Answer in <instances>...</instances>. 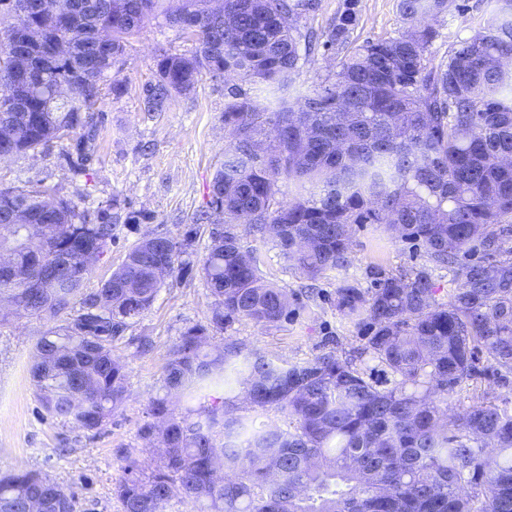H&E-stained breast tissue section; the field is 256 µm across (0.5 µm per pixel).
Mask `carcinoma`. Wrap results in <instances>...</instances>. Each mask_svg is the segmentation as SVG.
<instances>
[{"instance_id":"obj_1","label":"carcinoma","mask_w":512,"mask_h":512,"mask_svg":"<svg viewBox=\"0 0 512 512\" xmlns=\"http://www.w3.org/2000/svg\"><path fill=\"white\" fill-rule=\"evenodd\" d=\"M0 11V84L7 83L18 26L43 29L44 43L71 38L75 53L36 51L35 67L17 86L23 111L0 101L3 138L21 155L77 138L85 160L97 136L92 111L112 64L157 13L196 38L190 56L164 54L142 88L145 112H163L191 93L199 76L233 73L264 98L232 88L224 95L229 143L198 224L213 228L203 273L214 298L209 325L188 328L165 367V395L141 435L163 446L151 474L128 448L115 487L122 512H512V409L486 395L458 417L448 398L468 380L512 375V0L487 26L452 45L435 62L428 17L461 8L454 0H398L396 36L350 46L356 0L322 35L293 22L315 0H12ZM111 30L106 46L98 28ZM334 55L335 72L293 95L302 55ZM75 87L57 99L56 90ZM297 185L285 205L278 181ZM39 186L0 187V253L18 269L43 275L0 278V305L46 322L30 374L46 415L98 430L127 394L125 366L112 356V335L154 302L175 270L176 243L156 236L167 266L137 243L95 291L85 288L87 255L102 254L115 225L103 212L60 198L45 210ZM18 211L30 224H11ZM356 224H376L392 239L413 241L425 263L371 272L365 290L346 279L334 306L357 329L359 345L301 363H277L226 336L204 351L207 332L239 318L276 325L288 320L295 293L264 279L243 236L270 241L300 278L315 280L355 261ZM458 287L439 298L437 273ZM244 404L274 410L288 428L256 425L231 401L175 412L168 394L232 382ZM74 512L73 497L32 471L0 475V512Z\"/></svg>"}]
</instances>
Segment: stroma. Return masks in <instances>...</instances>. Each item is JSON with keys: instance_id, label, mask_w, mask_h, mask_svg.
<instances>
[{"instance_id": "stroma-1", "label": "stroma", "mask_w": 512, "mask_h": 512, "mask_svg": "<svg viewBox=\"0 0 512 512\" xmlns=\"http://www.w3.org/2000/svg\"><path fill=\"white\" fill-rule=\"evenodd\" d=\"M492 8L491 0H465L464 11L452 8L438 18L431 46L435 58L445 56L450 44L470 38ZM357 14L352 37L358 44L395 36L402 27L397 0H358ZM194 49L192 38L161 15L131 39L110 72L126 90L98 104L94 118L100 134L85 172H75L69 163L75 151L71 139L18 158H0V184H37L51 197L111 215L117 229L103 256L90 265L89 288L100 287L143 235L164 233L180 244L176 270L151 307L128 321L112 342L113 356L126 368L129 396L98 432L46 419L40 407L28 369L44 322L23 317L0 326V473L32 470L50 478L74 495L76 512H121L114 490L125 463L118 449H132L142 472H149L159 450L140 432L150 421L151 401L162 393L171 348L188 327L207 324L211 315L212 297L202 271L210 227L195 217L206 209L213 176L224 161V95L230 83L205 73L194 92L175 97L165 111L141 109L142 88L153 79L160 56L189 55ZM354 240V266L322 274L316 282L319 296L303 299L287 322L260 326L242 319L225 334H213L211 345L221 344L227 334L289 362L322 353L331 336L344 348L356 346L353 323L329 302L337 285L355 278L367 288L370 267L407 268L425 257L414 244L392 240L374 224L356 227ZM242 242L257 248L264 277L301 291L302 279L277 249L249 236Z\"/></svg>"}]
</instances>
